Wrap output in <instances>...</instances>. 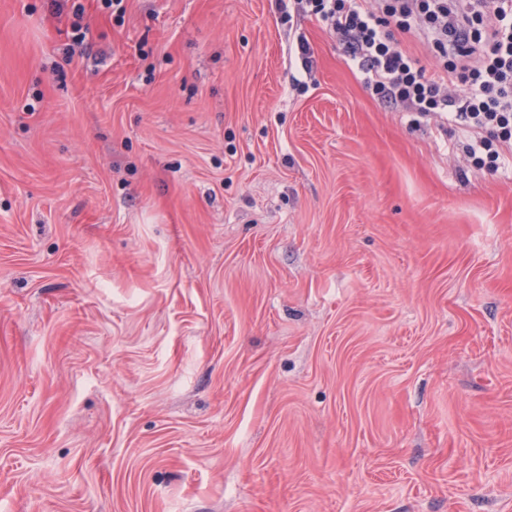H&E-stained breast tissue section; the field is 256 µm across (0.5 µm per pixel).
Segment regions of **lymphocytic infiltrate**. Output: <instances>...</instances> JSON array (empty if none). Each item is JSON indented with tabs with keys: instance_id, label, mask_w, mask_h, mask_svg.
Segmentation results:
<instances>
[{
	"instance_id": "lymphocytic-infiltrate-1",
	"label": "lymphocytic infiltrate",
	"mask_w": 512,
	"mask_h": 512,
	"mask_svg": "<svg viewBox=\"0 0 512 512\" xmlns=\"http://www.w3.org/2000/svg\"><path fill=\"white\" fill-rule=\"evenodd\" d=\"M343 41L371 95L411 113L448 116L467 129L472 162L498 169L512 146V0H299ZM424 35L440 61L426 72L395 32ZM466 93H458L459 85Z\"/></svg>"
}]
</instances>
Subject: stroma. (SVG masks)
I'll use <instances>...</instances> for the list:
<instances>
[{"label": "stroma", "instance_id": "35a3bbf8", "mask_svg": "<svg viewBox=\"0 0 512 512\" xmlns=\"http://www.w3.org/2000/svg\"><path fill=\"white\" fill-rule=\"evenodd\" d=\"M79 2L0 0V512H512V150L278 0Z\"/></svg>", "mask_w": 512, "mask_h": 512}]
</instances>
